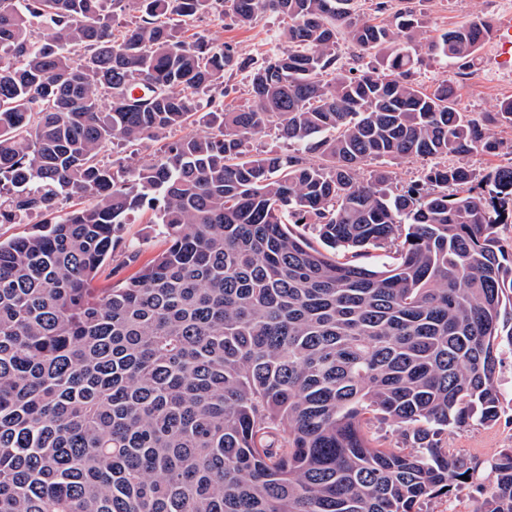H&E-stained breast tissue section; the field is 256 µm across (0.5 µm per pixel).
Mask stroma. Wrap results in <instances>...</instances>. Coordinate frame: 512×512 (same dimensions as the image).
<instances>
[{"mask_svg": "<svg viewBox=\"0 0 512 512\" xmlns=\"http://www.w3.org/2000/svg\"><path fill=\"white\" fill-rule=\"evenodd\" d=\"M409 6L421 17L422 37L427 42L435 40L448 28L477 16L496 22L512 14V6L507 0H410ZM281 28L280 17L269 12L248 27L210 13L201 16L193 30L231 44L241 55L258 58L281 47ZM445 78L455 81L458 104L470 112H491L502 100L512 98V65L500 63L489 42L478 52L473 65L465 70L449 67L445 58L428 56L412 74L413 81L423 87L433 86ZM154 218L153 210L148 207L128 216L118 231V246L100 273L98 287L110 286L112 282L132 275L139 264L149 261L165 248L164 229ZM131 249L137 254L133 263L127 259ZM501 376L506 385L501 418L490 425L474 422L443 434L442 441L449 454L476 464L477 469L473 479L449 495L433 499L428 506L429 512H477L483 501L481 483L491 458L512 448L511 354L502 357Z\"/></svg>", "mask_w": 512, "mask_h": 512, "instance_id": "stroma-1", "label": "stroma"}]
</instances>
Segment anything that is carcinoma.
<instances>
[{
	"label": "carcinoma",
	"instance_id": "carcinoma-1",
	"mask_svg": "<svg viewBox=\"0 0 512 512\" xmlns=\"http://www.w3.org/2000/svg\"><path fill=\"white\" fill-rule=\"evenodd\" d=\"M210 11L274 12L288 47L177 35ZM421 28L409 9L362 22L355 0H0V224L43 217L0 241V512H422L473 477L438 436L500 416L512 163L448 156L512 154V99L475 117L452 79L418 86L424 56L461 70L490 36L482 18ZM341 34L380 68L343 73ZM227 74L248 104H224ZM202 93L209 130L104 161L193 125ZM271 130L290 150L252 152ZM409 159L430 165L399 189L362 174ZM154 203L167 248L95 287ZM368 247L393 262L360 264ZM369 414L401 446L369 437ZM485 480L481 512H512V450ZM184 133L185 132H183V131L167 133L166 138H162V140H158V141L149 140V141H145V142L141 143L140 145L135 146L133 148L127 147L125 150L126 152H124L123 154H118V156L114 155V157H112V151H109L105 155V160L112 161V158H116L119 156H129L130 152L133 149H135V152L137 153L136 158H138L139 160H149L150 158H153V156L156 154L157 150L160 148V146L164 142L177 139L180 136L184 135Z\"/></svg>",
	"mask_w": 512,
	"mask_h": 512
}]
</instances>
